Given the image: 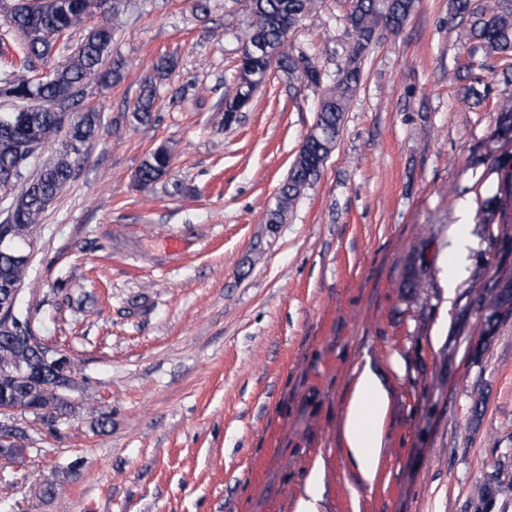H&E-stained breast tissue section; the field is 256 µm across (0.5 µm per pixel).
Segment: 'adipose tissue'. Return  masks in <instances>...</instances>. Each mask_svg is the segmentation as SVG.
Listing matches in <instances>:
<instances>
[{
  "instance_id": "obj_1",
  "label": "adipose tissue",
  "mask_w": 512,
  "mask_h": 512,
  "mask_svg": "<svg viewBox=\"0 0 512 512\" xmlns=\"http://www.w3.org/2000/svg\"><path fill=\"white\" fill-rule=\"evenodd\" d=\"M388 394L370 368L356 373L346 410L344 438L357 468L366 481H373L379 468L382 427Z\"/></svg>"
}]
</instances>
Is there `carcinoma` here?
<instances>
[{
	"instance_id": "cac0c4a2",
	"label": "carcinoma",
	"mask_w": 512,
	"mask_h": 512,
	"mask_svg": "<svg viewBox=\"0 0 512 512\" xmlns=\"http://www.w3.org/2000/svg\"><path fill=\"white\" fill-rule=\"evenodd\" d=\"M318 0H247L249 19L242 36L252 53L238 64L239 74L224 87V126L230 127L265 83L271 65L292 79L319 86L323 75L309 57L288 48V34L304 17L316 12ZM417 0H351L348 17L353 21L356 58L343 67L334 84L323 95L311 130L301 143L288 175L277 195L267 223L281 224L300 195L321 177L336 146L344 112L360 85L362 60L371 46L370 37L380 17H388L396 28L416 10ZM456 16L470 22V33L488 55L512 56V0H495L475 6L472 0H453ZM121 0H24L10 9L7 33L18 43L19 59L0 67V98L10 108L0 112V210L6 213L0 233V307L10 303L15 290L24 285L28 262L17 253L30 248V232L40 222L48 205L70 183L84 158L87 144L101 127L96 108L81 107L82 86L91 78L113 86L124 78L125 63L109 60L112 42L121 27ZM93 14L101 23L85 28ZM84 28L86 33L74 47L66 34ZM178 67V59L164 55L152 65L131 109L134 122L154 120L158 85ZM43 69L33 79L28 73ZM495 136L512 139V103L504 105L496 121ZM59 144L55 155L39 165L41 149ZM170 151L159 147L150 152L135 172V182L150 189L169 171ZM501 177L497 191L482 203L486 224H512V161L498 162ZM501 278L485 283L478 307L493 301L512 307V285L498 288ZM58 349L41 336L32 318L16 313L8 329L0 330V404L32 410L52 424L55 414L70 415L73 401L66 387L73 383L70 360L59 363ZM503 464L478 484L475 495L481 512H491L502 487Z\"/></svg>"
}]
</instances>
